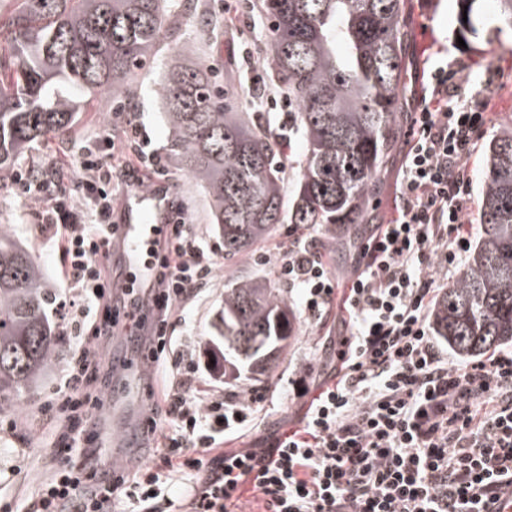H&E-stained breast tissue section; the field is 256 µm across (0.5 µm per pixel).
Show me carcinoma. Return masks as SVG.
<instances>
[{"label":"carcinoma","mask_w":512,"mask_h":512,"mask_svg":"<svg viewBox=\"0 0 512 512\" xmlns=\"http://www.w3.org/2000/svg\"><path fill=\"white\" fill-rule=\"evenodd\" d=\"M0 8V192L17 161L71 135L76 115L109 90L127 97L161 38L184 56L165 76L169 153L204 190L230 259L284 222L312 225L336 252L373 219L384 157L398 133L405 0H264L270 81L297 103L306 152L285 197L283 164L262 113L224 103L197 47L165 27L170 0H12ZM463 40L512 32V0H456ZM480 237L431 314L435 335L461 359L512 344V123L484 147ZM53 296L31 250L0 225V412L38 394L64 357ZM297 317L285 289L262 277L224 288L216 324L224 384L270 376Z\"/></svg>","instance_id":"1"}]
</instances>
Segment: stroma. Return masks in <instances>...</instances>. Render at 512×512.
Listing matches in <instances>:
<instances>
[{"mask_svg":"<svg viewBox=\"0 0 512 512\" xmlns=\"http://www.w3.org/2000/svg\"><path fill=\"white\" fill-rule=\"evenodd\" d=\"M238 7V0H198L199 11L217 16L216 29L204 30L196 23L179 15H171L170 23L180 26L184 37L193 39L198 53L213 72L218 73L222 85L229 91L235 111L250 112L254 105L247 94L253 79L267 69L268 23L261 8L239 18L234 29H227L228 15L222 14V4ZM405 24L407 30L406 59L402 79L401 118L409 120L421 99L430 92L427 72L430 67L451 59L462 61L470 70L471 84H478L486 70H493L497 78L490 91L489 120L478 133L475 150L467 160L472 176L473 190H480L483 171V149L501 124L512 121V36L492 37L490 43H473L464 48L457 42L456 0H406ZM432 21L434 39L422 45L419 35L425 21ZM178 60L170 41H162L153 58L137 71L133 82L132 111L119 110L111 93L96 98L91 112L77 122L74 132L63 140L50 141L30 154L27 164H42L59 169L65 175L64 184L76 187L83 174L79 158L84 150H100L99 132L107 127L112 131L116 151L112 159L113 183L116 194H123L128 177L123 164L144 172L149 180L165 184L172 201L180 209L186 223L192 224L203 241L210 246H221L222 239L211 224L208 198L203 190L169 156V130L163 120L161 89L163 77ZM261 97L265 122L276 136H289V156L297 157L306 150L303 139L290 133L288 115L279 104L281 91L264 88ZM140 125L160 160L158 166L133 159L124 143L131 125ZM404 140H397L385 159L382 185L374 206V221L386 224L397 215L399 181ZM0 224L11 225L16 238L28 244L60 294H67L68 286L61 275L63 258L55 243L52 230L39 224L32 207L23 204L18 188L0 194ZM293 231L292 225H278L272 236L253 249L233 259L222 260L212 278L200 292L175 307L172 332L175 348L196 356L209 351L213 337L212 323L224 297V285L234 278L248 276L274 277L272 265ZM345 312L340 303H333L322 322L312 324L300 320L295 339L283 351L279 364L264 388L267 401L255 415L252 426L238 439L236 448L259 446L262 439L274 433L288 431V421L303 409L302 401L289 400L291 382L305 364H313L312 381L324 379L336 365L337 336L343 335ZM59 376L51 371L41 382L36 401H18L11 411L0 415V422L14 424V431L0 432V512H15L31 488L51 477L62 465V457L50 442L63 425L61 413L45 409L51 389Z\"/></svg>","mask_w":512,"mask_h":512,"instance_id":"35a3bbf8","label":"stroma"}]
</instances>
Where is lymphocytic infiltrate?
Segmentation results:
<instances>
[{"label": "lymphocytic infiltrate", "instance_id": "obj_1", "mask_svg": "<svg viewBox=\"0 0 512 512\" xmlns=\"http://www.w3.org/2000/svg\"><path fill=\"white\" fill-rule=\"evenodd\" d=\"M465 70L457 61L434 67L432 95L410 119L398 216L376 226L343 285L350 329L336 353L337 382L323 384L293 429L259 448L228 452L224 444L248 428L264 393L253 389L243 399L199 390V363L172 347L175 306L218 267L214 249L180 220L157 262L155 293L135 323L155 345L151 362L174 368L147 432L162 466L101 477V451L90 441L113 374L101 337L120 315L104 269L112 171L106 157L84 153L77 198L62 188L59 170L19 169L23 198H48L37 217L58 231L62 275L81 301L70 325L95 321L53 390L67 419L59 441L64 465L21 512H174L178 485L186 512H236L248 488L265 512H492L511 497L512 348L455 365L429 320L442 287L430 267L454 268L472 246L466 157L488 120L489 101L463 93ZM276 268L300 290L307 318L321 319L341 285L306 234L289 241Z\"/></svg>", "mask_w": 512, "mask_h": 512}]
</instances>
